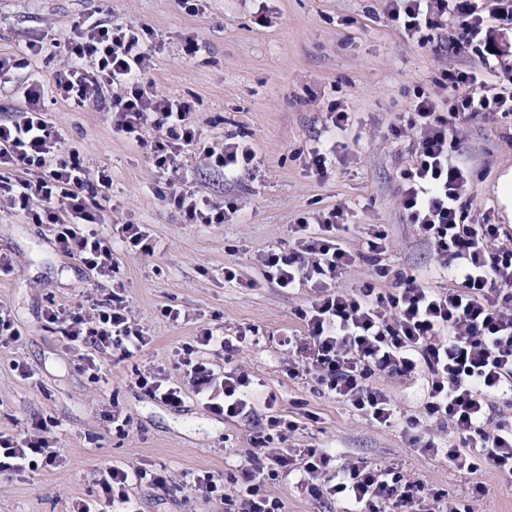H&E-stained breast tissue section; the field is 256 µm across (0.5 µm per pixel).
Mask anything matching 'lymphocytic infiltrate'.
<instances>
[{"mask_svg": "<svg viewBox=\"0 0 512 512\" xmlns=\"http://www.w3.org/2000/svg\"><path fill=\"white\" fill-rule=\"evenodd\" d=\"M384 6L395 28L421 45L429 41L425 29L457 16L459 32L449 36V43L469 45L482 55L489 52L487 34L493 25H512V0H385ZM63 49L68 67L56 81L61 99L78 104L100 99L103 109L116 114L117 132L137 145H149L158 173L175 170L182 153L201 148L191 104L157 94L146 78L154 50L146 28L92 22L66 35ZM489 77L484 70H445L447 96L418 89L412 115L392 127L411 156L401 174L400 206L446 267L447 286L433 285L425 276H405L383 263L388 250L384 232L370 233L363 253H353L340 240L336 209L313 222L298 218L289 251H268L261 263L278 287L312 292L298 312L303 337L284 340L300 355L289 370L292 377L314 379L329 396L385 427L396 421L397 412L375 377L424 378L421 410L410 422L420 429L431 420L448 433L444 439H427L424 451L471 472L486 463L511 487L512 421L504 419L503 410L512 407V237L503 236L488 215L481 223H468L464 196L469 170L457 158L465 126L488 114L512 112V87L489 89ZM149 128L157 133L150 143L143 138ZM62 141L38 84H29L23 112L0 123V169L16 173L0 179V192L25 218L46 225L62 253L94 275L111 278L119 266L111 240L101 237L97 226L105 219L112 178L103 169L89 176L77 155L62 158ZM203 150L228 180L255 159L250 147L236 142ZM173 198L189 223L224 221L223 202L188 188ZM360 259L374 265V277L353 290L338 289V280ZM388 279L393 290L386 294L381 284ZM46 320L61 333L64 349L87 347L81 369L94 381L105 376V357L127 358L149 343L144 329L132 321L119 285L76 305H54ZM247 338L244 330L220 336L201 326L193 345L178 358L198 399L227 419L251 412L252 381L225 369L220 380L224 398L214 401L208 394L214 371L196 352L217 345L234 353ZM297 428V421L268 416L265 430L245 451L233 492H225L207 472L194 477L193 490L223 500L224 512H284L283 501L271 496L268 487L295 474L310 494L340 502L342 512H388L392 507L432 512L423 483L403 468L358 461L333 469L327 449L287 447L289 433ZM61 458L46 426L0 433V471L54 468ZM145 479L160 488L168 484L163 473L110 467L99 481L101 498L78 500L73 512H133L128 490Z\"/></svg>", "mask_w": 512, "mask_h": 512, "instance_id": "obj_1", "label": "lymphocytic infiltrate"}]
</instances>
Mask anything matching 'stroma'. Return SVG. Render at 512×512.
<instances>
[{
  "instance_id": "35a3bbf8",
  "label": "stroma",
  "mask_w": 512,
  "mask_h": 512,
  "mask_svg": "<svg viewBox=\"0 0 512 512\" xmlns=\"http://www.w3.org/2000/svg\"><path fill=\"white\" fill-rule=\"evenodd\" d=\"M198 7L191 15L180 0H0V55L14 62L0 84V122L22 110L24 88L39 79L49 118L67 145L78 149L90 173L105 169L112 177L104 234L116 237L117 225L131 222L145 225L161 243L152 256L116 253V280L151 341L133 358L109 362L106 383H93L79 369V353L62 350L44 315L51 304L109 292L113 282L58 251L45 225L28 223L0 198V252L13 260L12 273L0 277V311L21 332L17 342L0 347V432L45 422L54 425L63 451L56 468L0 472V512H70L76 499L98 496L99 475L113 465L170 476L167 488L145 481L131 489L137 512H224L220 500L184 485L208 472L232 487L245 448L271 413L298 421L289 447L335 448L344 464L398 465L471 512H512V489L493 467L474 474L453 468L413 448L403 419L378 425L323 393L315 381L289 376L293 356L280 339L303 336L296 312L311 292L278 287L260 264L268 249L291 247L299 215L338 208L351 250H362L368 234L379 230L389 244L385 263L408 275L438 267L400 208L401 172L409 157L391 126L398 114L411 111L417 88L440 93L444 69L480 68L483 59L465 46L449 51L444 29L432 30L424 46L408 40L386 19L382 0H200ZM89 16L150 30L155 53L148 77L156 93L191 103L203 146L229 139L255 151L252 168L232 181L200 150L182 154L177 171L168 175L175 185L231 205L225 223H186L175 205L160 198L159 176L144 148L113 133L111 113L100 111L95 100L79 105L57 95L67 58L52 41ZM31 44L40 45L41 53L29 54ZM334 103L352 112L353 125L319 178L306 166L307 152L328 136ZM459 159L470 171L468 223L480 222L489 208L512 233L496 193L499 177L512 168V117L473 121L462 134ZM228 266L238 268L242 284L225 282ZM167 306L186 310L189 321L166 319L161 310ZM203 324L226 336L246 326L257 331L233 357L217 346L201 353L216 373L229 363L254 380L255 408L248 417L224 419L193 396L174 409L132 383L140 368L183 384L175 352L193 342ZM18 362L34 378L21 377ZM375 384L403 418L418 410L426 389L421 378L382 376ZM270 394L276 397L271 410L264 404ZM116 412L128 416L125 427L113 425ZM476 482L484 494L473 495ZM269 492L282 499L285 512L340 510L292 479L270 485Z\"/></svg>"
}]
</instances>
